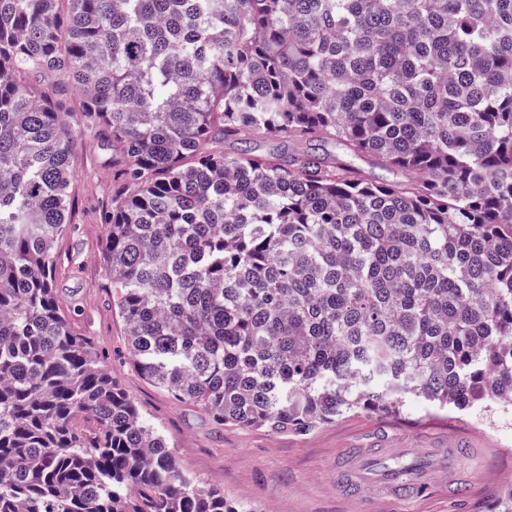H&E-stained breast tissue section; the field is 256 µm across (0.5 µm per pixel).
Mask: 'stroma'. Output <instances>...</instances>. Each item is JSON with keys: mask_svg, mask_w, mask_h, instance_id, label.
<instances>
[{"mask_svg": "<svg viewBox=\"0 0 512 512\" xmlns=\"http://www.w3.org/2000/svg\"><path fill=\"white\" fill-rule=\"evenodd\" d=\"M253 151L315 152L353 162L374 182L401 181V173L352 159L335 141L258 140ZM112 207V150L85 138L72 164L69 230L59 239L55 288L75 333L88 337L95 354L140 413L169 438L180 466L202 483L222 488L249 512H491L497 494L512 486V409L430 412L411 403L398 416L357 411L308 431L239 428L179 402L144 379L130 358L125 325L112 307L101 246ZM434 448H476L464 462V489L448 492V478H431L411 503L376 500L366 506L360 489L343 486L348 456L366 466L379 459L425 461Z\"/></svg>", "mask_w": 512, "mask_h": 512, "instance_id": "obj_1", "label": "stroma"}]
</instances>
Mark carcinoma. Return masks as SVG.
I'll use <instances>...</instances> for the list:
<instances>
[{"mask_svg": "<svg viewBox=\"0 0 512 512\" xmlns=\"http://www.w3.org/2000/svg\"><path fill=\"white\" fill-rule=\"evenodd\" d=\"M33 73L82 89L78 127ZM85 137L112 146L103 262L156 388L279 432L512 406V0H0V512H247L69 324ZM254 154L267 155L276 151L291 152H315L329 159L350 162L358 168L363 175L373 182L392 183L406 180V175L396 171L385 170L373 165L367 159H357L352 157L346 148L338 141H307V142H289L278 140L260 139L252 144Z\"/></svg>", "mask_w": 512, "mask_h": 512, "instance_id": "cac0c4a2", "label": "carcinoma"}]
</instances>
